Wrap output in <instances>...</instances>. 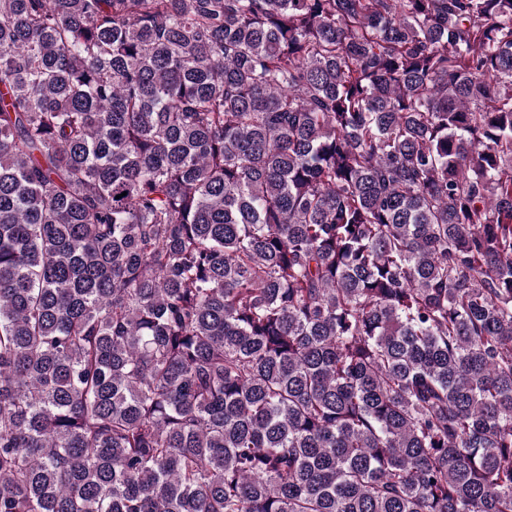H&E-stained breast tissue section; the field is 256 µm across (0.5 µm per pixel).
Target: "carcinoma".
Returning a JSON list of instances; mask_svg holds the SVG:
<instances>
[{
	"mask_svg": "<svg viewBox=\"0 0 512 512\" xmlns=\"http://www.w3.org/2000/svg\"><path fill=\"white\" fill-rule=\"evenodd\" d=\"M0 512H512V0H0Z\"/></svg>",
	"mask_w": 512,
	"mask_h": 512,
	"instance_id": "obj_1",
	"label": "carcinoma"
}]
</instances>
